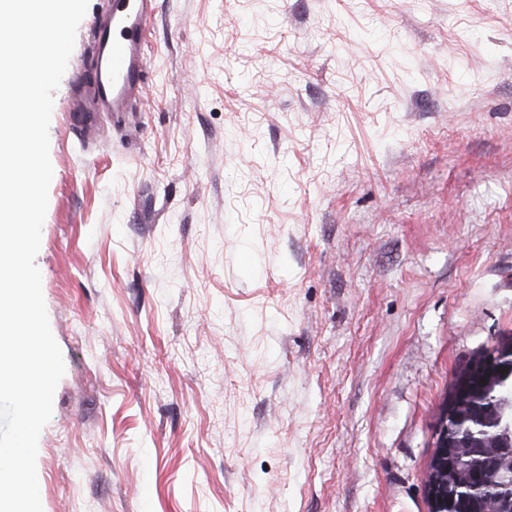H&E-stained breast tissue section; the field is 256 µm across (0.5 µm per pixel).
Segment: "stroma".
Segmentation results:
<instances>
[{
  "label": "stroma",
  "instance_id": "35a3bbf8",
  "mask_svg": "<svg viewBox=\"0 0 512 512\" xmlns=\"http://www.w3.org/2000/svg\"><path fill=\"white\" fill-rule=\"evenodd\" d=\"M49 126L43 512H429L512 337V0H157L134 112ZM500 345L512 347V339L501 340L498 342ZM505 346H499L498 344L485 350L482 354L476 358L471 364L470 369L473 372H490L498 364L500 360L511 358L512 349Z\"/></svg>",
  "mask_w": 512,
  "mask_h": 512
}]
</instances>
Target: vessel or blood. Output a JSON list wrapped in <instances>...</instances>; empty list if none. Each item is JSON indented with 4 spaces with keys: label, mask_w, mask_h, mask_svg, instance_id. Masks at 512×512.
Here are the masks:
<instances>
[{
    "label": "vessel or blood",
    "mask_w": 512,
    "mask_h": 512,
    "mask_svg": "<svg viewBox=\"0 0 512 512\" xmlns=\"http://www.w3.org/2000/svg\"><path fill=\"white\" fill-rule=\"evenodd\" d=\"M154 0H110L97 31L93 77L88 93L104 108L128 111L145 84V29Z\"/></svg>",
    "instance_id": "obj_1"
}]
</instances>
